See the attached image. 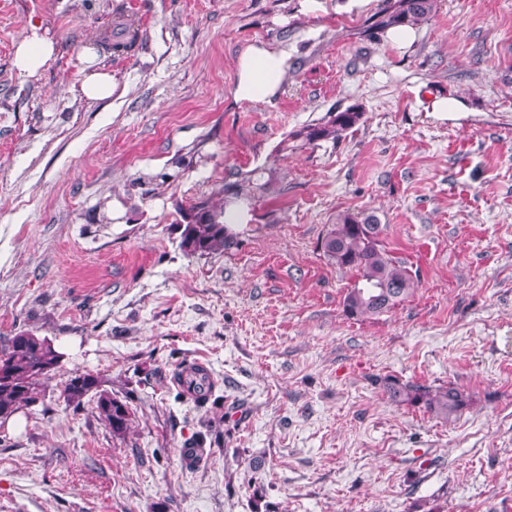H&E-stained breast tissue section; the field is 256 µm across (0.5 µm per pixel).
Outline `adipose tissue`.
I'll use <instances>...</instances> for the list:
<instances>
[{"label":"adipose tissue","instance_id":"adipose-tissue-1","mask_svg":"<svg viewBox=\"0 0 512 512\" xmlns=\"http://www.w3.org/2000/svg\"><path fill=\"white\" fill-rule=\"evenodd\" d=\"M53 53V40L34 25L16 49L15 64L19 70L32 74L43 67ZM287 70L286 50L261 42L248 45L237 59L235 100L255 102L274 96Z\"/></svg>","mask_w":512,"mask_h":512}]
</instances>
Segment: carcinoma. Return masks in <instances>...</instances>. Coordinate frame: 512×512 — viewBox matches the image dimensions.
<instances>
[{
    "mask_svg": "<svg viewBox=\"0 0 512 512\" xmlns=\"http://www.w3.org/2000/svg\"><path fill=\"white\" fill-rule=\"evenodd\" d=\"M437 0H398L375 15L372 27L388 29L395 26H418L436 14ZM137 32L133 23L118 21L112 28L109 49L124 52L133 47ZM364 112L357 107L329 112L319 121L307 124L292 138L308 145L336 143L363 122ZM252 177L235 173L234 180L224 182L217 196L199 200L183 210L184 229L181 248L191 256L222 252L235 245L234 234L224 223L228 198L240 199L254 193ZM385 225L377 216H361L342 212L336 224L323 237L324 256L338 268L351 274L352 283L343 298V311L351 319L381 316L410 296L419 283L418 273L404 258L393 254L380 236ZM63 354L48 339L31 331H20L0 342V419H8L19 409L38 401L39 389L58 368ZM388 399L395 403L420 407L424 412L449 420L466 410L471 399L464 390L453 386L432 388L416 383H403L393 376L377 380ZM181 394L201 404L212 395L211 388L177 378ZM61 396L67 406L79 408L90 396L96 400L98 418L115 436H124L132 424L128 396H119L101 388L98 376L77 373L65 382ZM203 440L183 448V461L191 470L206 462L208 453Z\"/></svg>",
    "mask_w": 512,
    "mask_h": 512,
    "instance_id": "obj_1",
    "label": "carcinoma"
}]
</instances>
